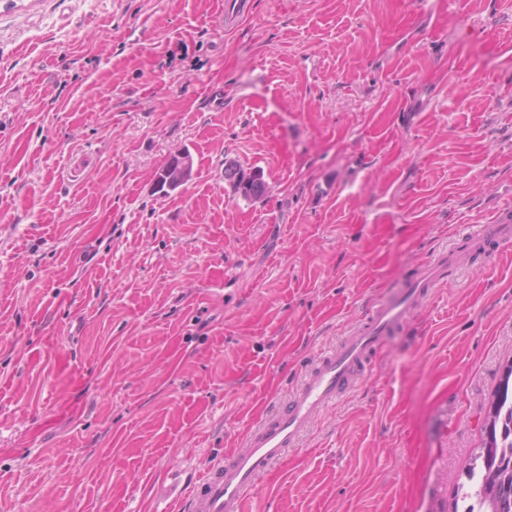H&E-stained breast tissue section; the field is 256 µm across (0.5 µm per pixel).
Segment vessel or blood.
<instances>
[{"label":"vessel or blood","instance_id":"1","mask_svg":"<svg viewBox=\"0 0 512 512\" xmlns=\"http://www.w3.org/2000/svg\"><path fill=\"white\" fill-rule=\"evenodd\" d=\"M478 254L512 248V211L493 224L478 225L466 239ZM450 253L443 250L420 264L404 288L379 299L365 320L336 346L314 355L301 381L261 424L246 433L240 448L225 454L194 483L185 512H242V504L260 479L365 375L385 336L403 326L422 300L448 280Z\"/></svg>","mask_w":512,"mask_h":512}]
</instances>
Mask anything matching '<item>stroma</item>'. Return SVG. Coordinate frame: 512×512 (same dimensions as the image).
Segmentation results:
<instances>
[{
	"label": "stroma",
	"instance_id": "stroma-1",
	"mask_svg": "<svg viewBox=\"0 0 512 512\" xmlns=\"http://www.w3.org/2000/svg\"><path fill=\"white\" fill-rule=\"evenodd\" d=\"M223 13L0 0V512H164L450 246L447 284L246 502L448 512L512 359V251L451 238L512 206V0ZM174 155L181 159L180 164L170 168L169 172H165L167 168L173 163V160L178 162V159L171 157L165 166L160 170L158 176L164 178L162 172H165L164 175L166 178V185L171 184L177 186L183 184L189 178L191 163L188 159L184 158V153H182V151H178ZM261 169H250L249 172L240 165L230 163L224 167V181L235 194L244 199L258 200L266 194V182Z\"/></svg>",
	"mask_w": 512,
	"mask_h": 512
}]
</instances>
